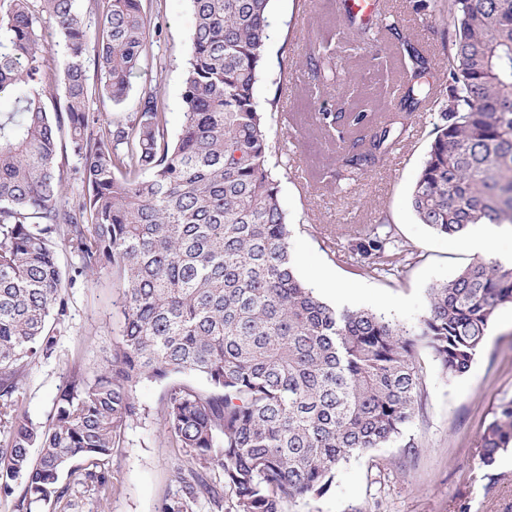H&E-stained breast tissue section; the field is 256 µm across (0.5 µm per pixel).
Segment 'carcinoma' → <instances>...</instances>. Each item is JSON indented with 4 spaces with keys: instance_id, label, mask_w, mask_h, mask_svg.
Masks as SVG:
<instances>
[{
    "instance_id": "cac0c4a2",
    "label": "carcinoma",
    "mask_w": 512,
    "mask_h": 512,
    "mask_svg": "<svg viewBox=\"0 0 512 512\" xmlns=\"http://www.w3.org/2000/svg\"><path fill=\"white\" fill-rule=\"evenodd\" d=\"M74 0H0V416L14 406L26 367L55 349L73 278L58 243L78 256V275L106 269L122 299L112 356L76 371L48 426L12 418L0 445V494L22 492L14 512L56 504L66 474L101 496L106 468L145 409V381L167 383L156 410L181 449L177 489L158 512H287L323 496L351 458L403 435L421 396L410 332L369 310L324 302L298 275L280 200L271 138L256 85L265 67L272 0H190L195 26L183 69V124L169 133L160 88L142 86L135 112L98 125L89 112L86 62L101 95L123 104L131 79L162 34L142 0H107L95 18ZM448 93H430L431 54L403 42L401 100L439 112L410 195L418 220L463 236L475 224H512V0H449ZM65 64L45 57V30ZM356 41L380 34L352 26ZM315 71L336 73L312 50ZM325 125L366 129L340 158L356 182L398 144L391 114L318 113ZM84 161L85 193L63 196L58 142ZM345 254L377 277L400 271L392 225L347 235ZM512 305V264L469 263L429 291L415 335L449 377L468 372L496 311ZM199 375L205 385L181 380ZM483 463L512 447V398L481 435ZM39 449L33 458L30 449ZM222 473V488L207 472Z\"/></svg>"
}]
</instances>
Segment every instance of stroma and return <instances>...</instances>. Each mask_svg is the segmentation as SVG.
<instances>
[{
	"mask_svg": "<svg viewBox=\"0 0 512 512\" xmlns=\"http://www.w3.org/2000/svg\"><path fill=\"white\" fill-rule=\"evenodd\" d=\"M304 1L310 9L303 17ZM143 6L147 15L158 18L163 34L151 45L133 85H159L160 104L176 132L183 120L182 71L194 14L189 0H143ZM379 14L412 43L427 48L437 63L436 77H443V43L452 38L454 22L441 18L434 0H380ZM319 31L332 34L336 63L353 71L356 83L337 85L317 97L313 91L320 79L307 67L306 56ZM396 53L382 41L359 47L347 20L333 14L324 0H274L266 70L256 96L263 102L277 95L284 71L301 85L295 128L282 126L277 112L270 120L272 137L288 143V163L279 170L280 195L301 278L330 305L381 312L414 330L428 311L430 288L453 279L475 259L464 239L435 233L409 205L438 114L423 109L407 114L409 138L368 168L356 185L337 176L344 142L315 120L324 109L385 114L378 94ZM380 222L392 225L414 253L400 277H374L327 244L331 237ZM75 277L65 291L67 312L57 326L53 355L31 364L14 394L17 415L39 426L48 424L75 370L92 371L109 357L119 331L111 274L104 270ZM416 358L423 367L421 403L404 434L351 458L326 495L298 501L288 512H512V465L499 460L483 464L481 448L496 406L512 398V306L497 310L483 350L464 375L446 377L425 347H417ZM165 390L159 382L138 387L136 397L147 415L128 429L125 446L115 449L109 461L116 484L108 496L63 477L68 512H157L160 499L175 490L179 451L167 443L154 415Z\"/></svg>",
	"mask_w": 512,
	"mask_h": 512,
	"instance_id": "obj_1",
	"label": "stroma"
}]
</instances>
